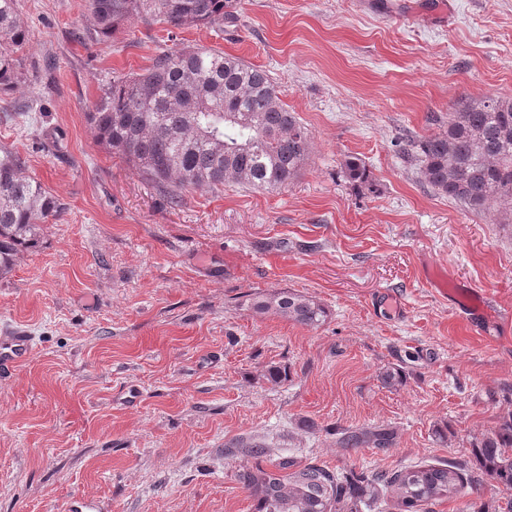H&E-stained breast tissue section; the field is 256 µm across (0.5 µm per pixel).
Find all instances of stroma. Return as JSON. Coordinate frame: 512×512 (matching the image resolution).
I'll list each match as a JSON object with an SVG mask.
<instances>
[{
    "label": "stroma",
    "mask_w": 512,
    "mask_h": 512,
    "mask_svg": "<svg viewBox=\"0 0 512 512\" xmlns=\"http://www.w3.org/2000/svg\"><path fill=\"white\" fill-rule=\"evenodd\" d=\"M222 32L130 18L98 42L85 0H18L25 77L0 92V147L62 205L0 278V329L28 361L0 377V512H253L245 445L270 460L391 474L471 462L512 411V218L437 195L403 150L455 103L512 100V0H231ZM266 70L312 134L287 188L227 184L179 205L97 144L104 87L174 43ZM379 183L360 194L341 164ZM483 293L493 337L429 285ZM288 288L321 303L311 328L256 314ZM289 370L275 385L266 371ZM397 368L402 384L384 385ZM390 425V448L345 450L340 429ZM446 429L439 438L438 429ZM489 505V477L419 512Z\"/></svg>",
    "instance_id": "35a3bbf8"
}]
</instances>
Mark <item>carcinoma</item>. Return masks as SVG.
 <instances>
[{
    "label": "carcinoma",
    "mask_w": 512,
    "mask_h": 512,
    "mask_svg": "<svg viewBox=\"0 0 512 512\" xmlns=\"http://www.w3.org/2000/svg\"><path fill=\"white\" fill-rule=\"evenodd\" d=\"M95 34L103 41L136 16L145 24L174 29L224 30L229 0H86ZM30 32L18 14V0H0V90L21 81L20 58ZM88 120L96 142L125 160L148 180L180 200L183 193L224 183L273 191L288 186L309 158L311 136L282 102L263 69L244 59L203 47L163 51L148 68L104 89ZM407 153L421 165L425 182L438 194L476 211L512 204V101L464 98L448 126L411 139ZM25 161L0 148V277L9 274L18 254L37 243L43 220L61 205L24 173ZM345 180L373 190L365 163H343ZM247 306L256 314L273 312L306 327H317L327 311L316 300L280 288L255 293ZM388 427L348 429L338 444L348 450L390 448ZM247 454L255 464L239 474L250 490L254 512H371L380 490L390 492L401 512L460 494L464 465L416 466L393 473L364 475L331 472L280 460L261 464V446ZM478 469L512 489V413L472 446Z\"/></svg>",
    "instance_id": "1"
}]
</instances>
